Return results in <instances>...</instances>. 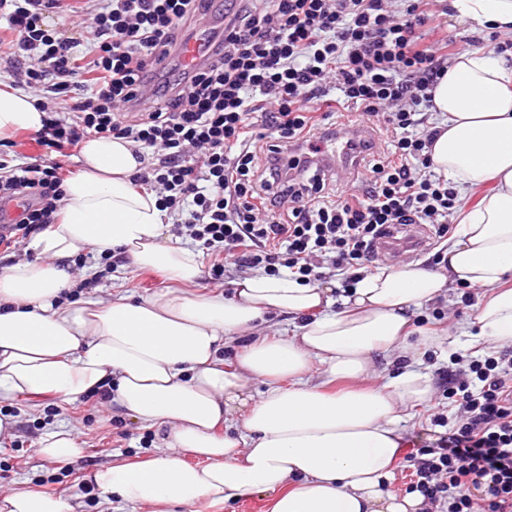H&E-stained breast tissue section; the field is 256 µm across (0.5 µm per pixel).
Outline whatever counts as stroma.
I'll return each mask as SVG.
<instances>
[{"instance_id": "35a3bbf8", "label": "stroma", "mask_w": 512, "mask_h": 512, "mask_svg": "<svg viewBox=\"0 0 512 512\" xmlns=\"http://www.w3.org/2000/svg\"><path fill=\"white\" fill-rule=\"evenodd\" d=\"M429 25L447 30L456 40V51L493 47L490 33L473 32L468 22L453 13H437ZM164 286L160 273L135 271L116 261L108 273L93 278L88 291L106 301L116 291L144 297ZM478 299V290L458 287L451 289L447 298L414 312V320H427L430 329L447 332L454 345L448 351H429L422 359L421 367L433 380L435 396L430 406L413 410L403 423L405 445H412L423 430L430 428L432 415H455L457 408L447 397L450 376L445 368L452 353L465 355L474 350L463 329L472 319ZM0 413L17 419L14 444L0 445V497L8 495L23 481L32 490L63 495L72 512H128L124 504L105 500L92 483L91 473L159 453L154 429L122 415L96 395L65 407L57 406L51 399L42 400L35 408L22 397L1 399ZM56 424L65 425L80 442L83 453L73 462L51 464L39 453L40 438Z\"/></svg>"}]
</instances>
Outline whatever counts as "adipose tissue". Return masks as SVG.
I'll use <instances>...</instances> for the list:
<instances>
[{
	"mask_svg": "<svg viewBox=\"0 0 512 512\" xmlns=\"http://www.w3.org/2000/svg\"><path fill=\"white\" fill-rule=\"evenodd\" d=\"M455 14L489 31H512V0H451ZM438 136L430 158L462 196L445 260L379 267L355 285L328 286L262 273L240 277L232 296L195 293L199 252L168 242L169 212L132 182L142 168L122 138L92 136L82 166L64 184L54 224L32 242L38 257L0 265V398L24 395L72 404L108 391L121 413L158 429L163 455L94 472L104 497L153 512L271 492L270 512H420L419 493L385 491L403 448L400 424L430 405L419 367L444 336L411 344L409 314L480 289L474 323L481 342L512 345V63L485 50L458 54L432 90ZM36 97L0 85V136L39 131ZM122 256L136 270L174 282L137 299H64L70 262L85 250ZM287 316L279 335L271 318ZM250 340L238 345L242 333ZM402 369L368 388L375 354ZM321 381L309 377L313 363ZM261 393H253L254 384ZM0 512H70L58 495L17 487Z\"/></svg>",
	"mask_w": 512,
	"mask_h": 512,
	"instance_id": "adipose-tissue-1",
	"label": "adipose tissue"
}]
</instances>
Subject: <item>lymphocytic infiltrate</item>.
Segmentation results:
<instances>
[{"label":"lymphocytic infiltrate","mask_w":512,"mask_h":512,"mask_svg":"<svg viewBox=\"0 0 512 512\" xmlns=\"http://www.w3.org/2000/svg\"><path fill=\"white\" fill-rule=\"evenodd\" d=\"M435 0H233L204 62L158 67L194 36L204 0H0L13 36V77L40 97L47 117L39 162L0 161V198L28 197L0 225L5 250L53 223L64 162L89 135L132 143L151 162L135 176L211 256L269 275L320 280L315 259L351 268L375 261L393 226L450 227L454 192L432 169L437 136L425 126L433 87L448 69L451 38L420 45ZM84 16L78 36L49 27V14ZM91 42L84 66L79 47ZM70 103L58 117V100ZM360 109L389 133L391 152L362 194L324 199L317 160L328 126L312 115ZM458 413L435 416L438 433L412 449L409 492L426 512H512V351L472 359L452 378Z\"/></svg>","instance_id":"lymphocytic-infiltrate-1"}]
</instances>
